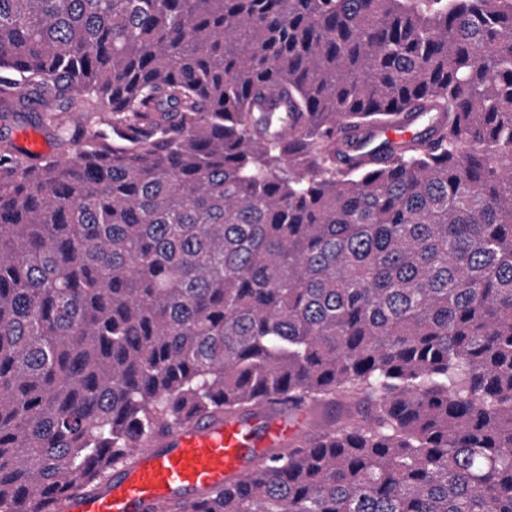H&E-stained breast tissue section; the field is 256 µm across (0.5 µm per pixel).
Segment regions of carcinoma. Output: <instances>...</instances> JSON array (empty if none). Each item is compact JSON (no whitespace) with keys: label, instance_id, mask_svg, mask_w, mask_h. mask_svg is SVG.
Listing matches in <instances>:
<instances>
[{"label":"carcinoma","instance_id":"1","mask_svg":"<svg viewBox=\"0 0 512 512\" xmlns=\"http://www.w3.org/2000/svg\"><path fill=\"white\" fill-rule=\"evenodd\" d=\"M281 394L161 512H512V0H0V512ZM35 136L39 138L45 145L43 153H55V143L50 130L43 127H34L26 121L19 122L12 131V137L16 145L22 146L26 137ZM339 407H317L307 408L303 417V428L305 432H311L319 424L330 422L338 417Z\"/></svg>","mask_w":512,"mask_h":512}]
</instances>
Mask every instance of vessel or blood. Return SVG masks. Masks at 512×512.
<instances>
[{
    "mask_svg": "<svg viewBox=\"0 0 512 512\" xmlns=\"http://www.w3.org/2000/svg\"><path fill=\"white\" fill-rule=\"evenodd\" d=\"M298 434L287 408L276 403L250 415L203 419L148 438L100 488H74L44 512H156L166 502L193 503L238 485Z\"/></svg>",
    "mask_w": 512,
    "mask_h": 512,
    "instance_id": "obj_1",
    "label": "vessel or blood"
}]
</instances>
